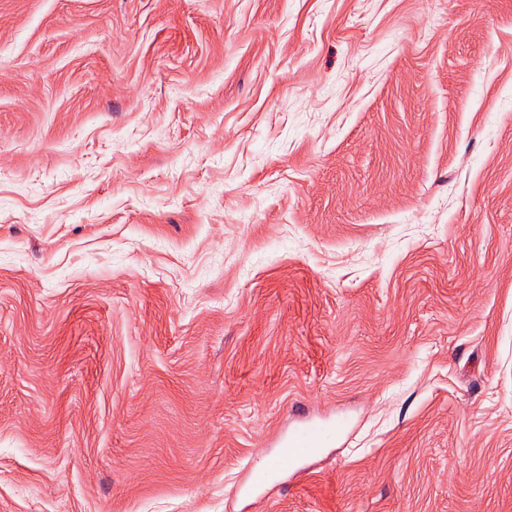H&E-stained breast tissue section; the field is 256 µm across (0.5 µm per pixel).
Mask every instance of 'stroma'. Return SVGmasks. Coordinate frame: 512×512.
Listing matches in <instances>:
<instances>
[{
	"mask_svg": "<svg viewBox=\"0 0 512 512\" xmlns=\"http://www.w3.org/2000/svg\"><path fill=\"white\" fill-rule=\"evenodd\" d=\"M0 53V512H512V0H0ZM342 428L341 424L312 421L289 436L286 447L291 459L307 457L332 441Z\"/></svg>",
	"mask_w": 512,
	"mask_h": 512,
	"instance_id": "1",
	"label": "stroma"
}]
</instances>
